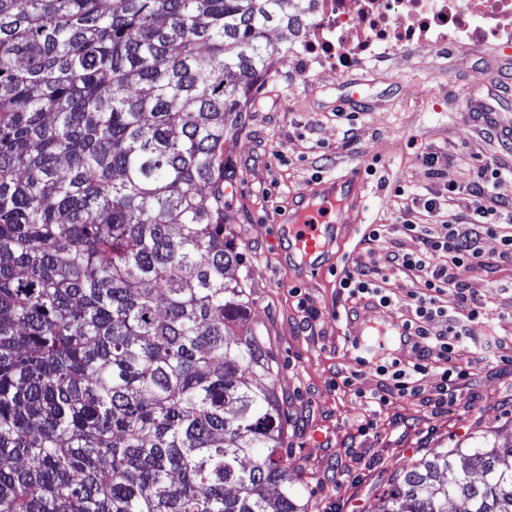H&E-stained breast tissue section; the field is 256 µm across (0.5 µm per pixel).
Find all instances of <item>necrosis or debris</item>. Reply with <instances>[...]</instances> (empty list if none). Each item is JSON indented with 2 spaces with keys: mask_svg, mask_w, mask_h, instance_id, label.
<instances>
[{
  "mask_svg": "<svg viewBox=\"0 0 512 512\" xmlns=\"http://www.w3.org/2000/svg\"><path fill=\"white\" fill-rule=\"evenodd\" d=\"M512 47V0H317L294 51L304 72L389 70L417 48Z\"/></svg>",
  "mask_w": 512,
  "mask_h": 512,
  "instance_id": "necrosis-or-debris-1",
  "label": "necrosis or debris"
}]
</instances>
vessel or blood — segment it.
<instances>
[{"instance_id": "vessel-or-blood-1", "label": "vessel or blood", "mask_w": 512, "mask_h": 512, "mask_svg": "<svg viewBox=\"0 0 512 512\" xmlns=\"http://www.w3.org/2000/svg\"><path fill=\"white\" fill-rule=\"evenodd\" d=\"M364 186V169L360 166L339 177L315 180L308 195L283 218L281 231L288 239L289 254L300 258L307 271L323 266L335 241L337 225L354 222Z\"/></svg>"}]
</instances>
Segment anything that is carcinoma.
Instances as JSON below:
<instances>
[{"label": "carcinoma", "instance_id": "1", "mask_svg": "<svg viewBox=\"0 0 512 512\" xmlns=\"http://www.w3.org/2000/svg\"><path fill=\"white\" fill-rule=\"evenodd\" d=\"M313 6L0 0V512H308L223 182ZM450 501L512 512V438L405 464L373 512Z\"/></svg>", "mask_w": 512, "mask_h": 512}]
</instances>
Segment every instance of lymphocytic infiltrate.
<instances>
[{
  "mask_svg": "<svg viewBox=\"0 0 512 512\" xmlns=\"http://www.w3.org/2000/svg\"><path fill=\"white\" fill-rule=\"evenodd\" d=\"M502 175L501 167L492 161L480 164L475 179L466 187L473 198L469 215L449 212L448 199L442 195L426 196L420 192H405L396 188L395 194L405 197L393 230L403 236L418 239L419 252L394 251L387 260L404 272H419L420 285L405 298L383 285L384 278L376 261L357 263L338 282L340 294L351 307L377 305L383 308L404 303L411 311L403 327L402 341L415 353L414 360L387 353L374 357L367 345H360L359 364L374 365L375 371L386 382L384 389L370 395H361L363 408L356 424L359 432L377 430L378 419L391 398L422 399L431 414H438L456 404L458 383L467 378V370L454 363L455 356L470 345L480 347L482 361H505V344L488 335L475 339L473 325L486 322L489 311L485 301L474 296L468 286L469 277L487 273L493 262H512V204L498 199L493 189ZM422 211L431 216L446 215L448 236H432L427 225L415 223L412 216ZM497 236L501 248L496 259H489L479 243L482 236ZM451 295L454 311H447L440 303L441 295ZM434 375L430 392H423L419 377Z\"/></svg>",
  "mask_w": 512,
  "mask_h": 512,
  "instance_id": "f902f5d3",
  "label": "lymphocytic infiltrate"
}]
</instances>
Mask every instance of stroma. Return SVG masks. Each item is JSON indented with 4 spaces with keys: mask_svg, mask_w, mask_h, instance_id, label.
<instances>
[{
    "mask_svg": "<svg viewBox=\"0 0 512 512\" xmlns=\"http://www.w3.org/2000/svg\"><path fill=\"white\" fill-rule=\"evenodd\" d=\"M292 60L277 57L269 77L257 82L224 148V234L242 257L238 276L246 280L251 318L270 357L271 383L280 398L286 440L283 458L309 512H372L402 465L429 457L458 442L496 431L512 437V363H478L477 349L457 364L472 368L459 384L457 404L430 415L418 401L398 399L386 411L381 436L358 434L356 392L371 393L381 376L358 364L344 342L349 324L338 296L336 273H302L288 262V243L276 214L300 201L306 185L321 175L337 176L357 164L373 165L362 192L356 223L336 229V253L365 260L368 251H416V239L393 233L402 206L397 187L438 191L454 186L452 210L470 213L465 187L478 161H494L504 173L494 191L512 203V143L473 121L465 112L471 97L490 100L512 121V59L495 51L460 52L434 71L431 51L396 63L382 75L355 70L320 76L309 88L289 84ZM356 113L347 122L346 113ZM355 141L342 145L347 126ZM434 153L443 169L433 179L423 159ZM385 225L383 237L367 243L370 225ZM512 283V266L470 280L486 299L493 333L512 345V294L490 290L489 280ZM352 385L334 391L337 375Z\"/></svg>",
    "mask_w": 512,
    "mask_h": 512,
    "instance_id": "1",
    "label": "stroma"
}]
</instances>
